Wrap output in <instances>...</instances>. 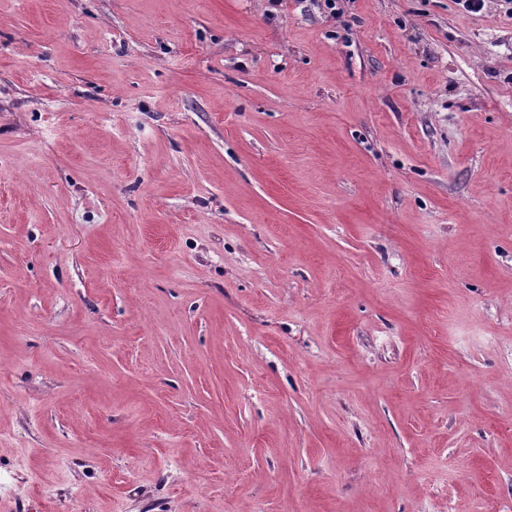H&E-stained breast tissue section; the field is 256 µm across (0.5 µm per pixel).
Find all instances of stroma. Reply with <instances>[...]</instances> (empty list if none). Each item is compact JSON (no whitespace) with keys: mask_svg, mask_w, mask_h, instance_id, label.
<instances>
[{"mask_svg":"<svg viewBox=\"0 0 512 512\" xmlns=\"http://www.w3.org/2000/svg\"><path fill=\"white\" fill-rule=\"evenodd\" d=\"M0 0V512H512V15Z\"/></svg>","mask_w":512,"mask_h":512,"instance_id":"stroma-1","label":"stroma"}]
</instances>
